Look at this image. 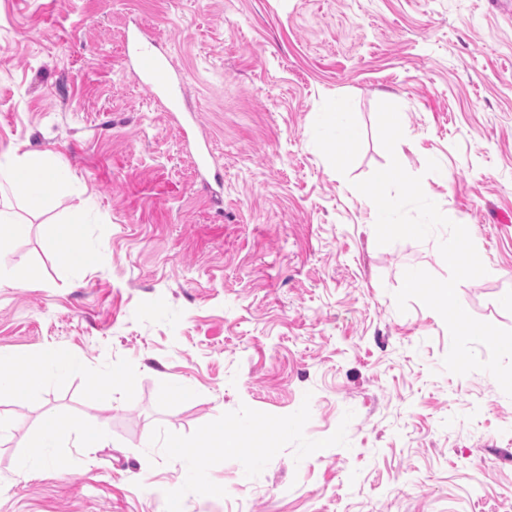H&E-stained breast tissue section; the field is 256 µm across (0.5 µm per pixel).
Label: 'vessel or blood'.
<instances>
[{
	"mask_svg": "<svg viewBox=\"0 0 512 512\" xmlns=\"http://www.w3.org/2000/svg\"><path fill=\"white\" fill-rule=\"evenodd\" d=\"M127 61L134 79L146 89L151 100L177 123L184 141L192 142L196 166L202 171H209L208 145L193 138L197 117L181 105L183 76L174 69L166 55L155 50L153 40L138 33L127 39Z\"/></svg>",
	"mask_w": 512,
	"mask_h": 512,
	"instance_id": "1",
	"label": "vessel or blood"
}]
</instances>
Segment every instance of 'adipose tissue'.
Segmentation results:
<instances>
[{
	"mask_svg": "<svg viewBox=\"0 0 512 512\" xmlns=\"http://www.w3.org/2000/svg\"><path fill=\"white\" fill-rule=\"evenodd\" d=\"M355 136L353 115L341 106L330 107L319 119L320 142L329 146L337 158H344ZM39 178L50 190H58L62 179L50 165L46 155L37 150L20 154H0V189L8 188L18 198L30 196L32 178ZM78 435L82 447L94 448L106 443L108 434L104 428L78 430L69 420L55 417L48 420L45 430L34 449L21 465L23 473L47 467L54 460V450L61 441Z\"/></svg>",
	"mask_w": 512,
	"mask_h": 512,
	"instance_id": "adipose-tissue-1",
	"label": "adipose tissue"
}]
</instances>
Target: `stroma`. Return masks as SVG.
<instances>
[{"label": "stroma", "instance_id": "35a3bbf8", "mask_svg": "<svg viewBox=\"0 0 512 512\" xmlns=\"http://www.w3.org/2000/svg\"><path fill=\"white\" fill-rule=\"evenodd\" d=\"M140 27L185 77L220 195L127 69ZM336 101L357 122L341 162L316 141ZM383 101L487 268L462 306L512 330V0H0V153L69 181L10 202L28 232L0 244V352L77 363L0 391V512H512V398L446 371L441 316L394 299L406 269L448 277V232L378 245L354 187L389 163ZM59 230L107 263L59 265ZM53 417L109 440L20 475ZM220 430L232 446H208ZM77 363L65 360L53 353L43 354L35 364L33 370L41 381L63 378L72 373Z\"/></svg>", "mask_w": 512, "mask_h": 512}]
</instances>
